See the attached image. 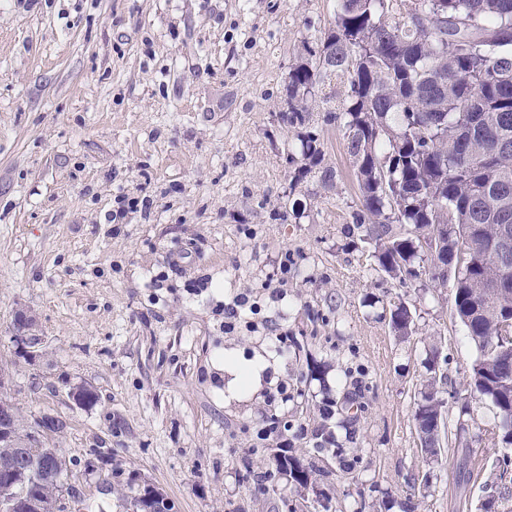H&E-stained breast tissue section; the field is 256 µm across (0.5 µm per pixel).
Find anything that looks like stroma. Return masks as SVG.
Masks as SVG:
<instances>
[{
  "label": "stroma",
  "instance_id": "35a3bbf8",
  "mask_svg": "<svg viewBox=\"0 0 512 512\" xmlns=\"http://www.w3.org/2000/svg\"><path fill=\"white\" fill-rule=\"evenodd\" d=\"M338 0H0V362L26 417L65 428L67 512H123L129 477L176 512H512L495 498L496 417L460 390L477 352L453 283H401L356 224V169L320 85L313 127L333 172L299 177L282 86ZM144 199L119 222L118 195ZM283 298L274 301L273 290ZM257 308L234 329L224 307ZM406 306L412 333L391 313ZM37 317L44 355L17 359L13 316ZM285 336L275 354L276 334ZM265 359L254 390L227 393L218 363ZM468 447L421 449L414 412L433 375ZM94 387V405L68 398ZM342 424L322 431L323 405ZM287 430L260 439L271 418ZM341 448V457L328 445ZM331 469L325 497L288 479L245 482L285 451Z\"/></svg>",
  "mask_w": 512,
  "mask_h": 512
}]
</instances>
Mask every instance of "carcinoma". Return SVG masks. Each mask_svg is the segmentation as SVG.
<instances>
[{"label":"carcinoma","instance_id":"cac0c4a2","mask_svg":"<svg viewBox=\"0 0 512 512\" xmlns=\"http://www.w3.org/2000/svg\"><path fill=\"white\" fill-rule=\"evenodd\" d=\"M333 76L348 86L339 117L363 200L358 222L375 243L380 269L402 283L416 279L421 252L431 282L445 284L448 273L425 248L435 224L445 227L436 243L451 268L459 254L467 257L469 266L454 275V312L477 356L462 392L492 403L497 422L488 435L512 448V348L496 344L497 321L485 300L486 289L495 288L512 308V274L504 283L496 272L498 228L512 225V0H339L333 25L288 72L283 120L310 122L319 107L315 89ZM297 140L304 176L324 153L312 131ZM412 323L407 307L392 313L398 335H408ZM414 419L422 449L437 455L445 428L437 380L421 392ZM9 426L13 445L28 438L16 405ZM21 468L18 490L35 492L43 512H65L74 488L59 450L28 448ZM332 474L290 454L275 459L260 481L286 475L305 489ZM131 506L163 512V494L138 489Z\"/></svg>","mask_w":512,"mask_h":512}]
</instances>
